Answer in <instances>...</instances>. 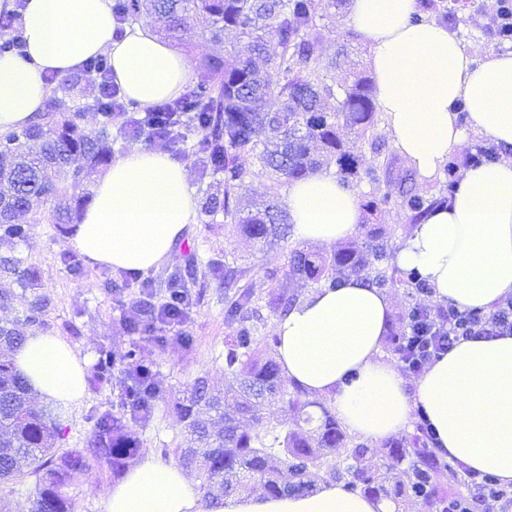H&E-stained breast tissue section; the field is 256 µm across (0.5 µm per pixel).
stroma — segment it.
<instances>
[{"mask_svg": "<svg viewBox=\"0 0 512 512\" xmlns=\"http://www.w3.org/2000/svg\"><path fill=\"white\" fill-rule=\"evenodd\" d=\"M444 3L456 5L457 10L447 27L468 50L483 55L512 49V44L500 42L491 35L496 0H444ZM343 41L351 47L349 61L329 70L326 77L335 91L334 96L325 100L326 107L331 110L336 107V94L342 93L349 81L350 69L364 71L368 68L369 47L348 26L343 14L324 20L321 38L315 45L316 57L328 61L334 55L337 43ZM96 96L97 87L91 78L70 88L53 85L50 94L58 111L82 113V124L89 130L96 129L99 123V115L91 106ZM345 139L362 167L377 165L388 170L378 181L364 179L353 186L352 191L359 202H366L375 195L395 197L406 187L425 197L438 194L440 179L423 180L412 176L408 160L393 146L386 121H378L368 137L358 138L349 133ZM177 160L185 166L196 195L207 193L223 197V174L203 170L191 142L181 143ZM239 162L246 171L241 192L243 198L257 202L271 197L282 199L286 182L271 177L255 155H242ZM20 221L32 225L30 237L17 244L0 242V252L19 253L26 264L36 268V291L50 301L48 318L53 335L68 341L90 366L94 365L99 349L105 347L118 353L136 342V335L130 333L128 327L142 320L144 303L155 306L163 303L168 278L183 272L190 255L203 259L196 279L184 282L189 298L185 338H178L175 332L160 326L156 333L166 337L164 347L149 345L145 348L164 397L156 403L148 421L130 427L145 454L164 463H174V448H187L192 444L174 409L175 401L186 397L199 379L207 382L211 392L224 390V338L232 333L233 327L224 319V278L211 272L205 264L206 259H223L231 263L238 272V286L251 289L257 300L259 335H273L277 315L266 304L267 294L273 282L283 278L289 252L298 243L294 227H287L283 240L262 247L239 236L223 215L208 217L200 214L169 260L155 270L135 275L93 266L85 260L79 268H72L69 258L75 250L68 235L60 233L52 224L47 209L24 214ZM146 280L151 281L152 286L145 291L141 284ZM125 383L124 375L116 373L111 381L88 385L81 404L62 414L65 430L59 442L60 450L87 447L93 415L105 411L119 414ZM116 482V476L105 463L94 461L89 468L72 474L65 493L74 505V512H103L104 499Z\"/></svg>", "mask_w": 512, "mask_h": 512, "instance_id": "1", "label": "stroma"}]
</instances>
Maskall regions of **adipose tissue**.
Masks as SVG:
<instances>
[{
  "label": "adipose tissue",
  "mask_w": 512,
  "mask_h": 512,
  "mask_svg": "<svg viewBox=\"0 0 512 512\" xmlns=\"http://www.w3.org/2000/svg\"><path fill=\"white\" fill-rule=\"evenodd\" d=\"M19 10L25 56L0 55V132L38 118L50 93L45 77L67 75L107 55L112 79L143 107L178 97L191 82L190 60L150 26L117 34L111 0H0ZM417 0H350L348 23L370 49L377 105L394 147L432 178L466 128L512 147V51L476 61L461 40L433 20L414 21ZM468 126H461L459 110ZM284 205L301 240L333 244L356 231V196L322 172L293 182ZM196 215L185 168L159 150L113 160L96 183L70 243L91 265L148 272L168 260ZM416 269L435 300L490 311L512 294V158L464 172L448 205L415 226L395 255ZM391 301L351 277L315 291L275 326L285 378L328 397L349 433L382 440L425 413L442 451L472 471L512 486V335L460 341L407 390L382 358ZM15 365L40 399L63 406L86 393L78 352L58 336H29ZM383 503L342 484L278 498L242 497L212 512H382ZM104 512H200L184 470L145 457L108 493Z\"/></svg>",
  "instance_id": "adipose-tissue-1"
}]
</instances>
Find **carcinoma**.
I'll use <instances>...</instances> for the list:
<instances>
[{
	"label": "carcinoma",
	"instance_id": "cac0c4a2",
	"mask_svg": "<svg viewBox=\"0 0 512 512\" xmlns=\"http://www.w3.org/2000/svg\"><path fill=\"white\" fill-rule=\"evenodd\" d=\"M344 0H115L112 13L123 22L142 15L157 19L164 35L180 39L192 24L214 43L224 42L232 34L247 44V53L233 65H222L214 58L201 61L204 75L196 86L174 103L176 123L200 134L196 154L205 170L224 175V199L207 195L201 210L210 215L218 210L245 238L270 244L283 236L287 215L272 205L253 208L240 205L237 191L246 173L238 163L242 153L255 155L265 170L288 182L297 181L328 166L336 167L339 184L348 189L367 177L375 179V170L361 168L358 157L345 144L340 127L346 126L358 136L374 129L378 122L376 89L371 78L353 74L344 86L336 110L328 111L322 100L334 95L325 82V64L313 58V43L321 35V21L336 15ZM280 100L276 109L267 101ZM94 107L103 118L95 131H86L80 114L63 113L49 107L32 124L0 134V241L26 240L32 226L20 224L21 214L37 210L66 196L69 187L80 183L95 169L112 160V111L103 101ZM170 123L160 119L146 125H126L122 136L139 141L158 137ZM445 191L437 197L402 195L400 205L416 223L431 208L448 201L457 190L463 162L448 157ZM85 200L68 205L57 204L52 211L55 224L74 222ZM364 249L344 246L328 254L296 247L289 256L285 279L269 291L268 304L283 305L280 289L288 281L304 279L321 288L333 289L348 276H362L379 289L406 288L415 293L430 289L416 270H388L384 233L369 227ZM336 276H329V271ZM7 278L24 291L36 289L37 280L24 260L16 255H0V279ZM254 294L244 288L226 297L224 318L236 328L224 342V397L209 394L197 380L177 412L181 423L194 436L196 447L176 448L181 466L196 471L203 479L204 502L235 499L242 496H283L288 492L308 493L314 485L308 480L310 469L330 465L336 449L346 445V436L336 416L321 408L318 418L306 415L305 422L317 421L307 431L297 425L279 430L269 425L263 410L270 399L287 401L304 411L316 406L312 393L284 379L276 359L277 337L255 336L246 325ZM47 300L39 295L30 301L26 314L0 324V485L26 478L35 482L31 512H73L65 494L71 474L84 468L91 458L104 461L112 474L125 471L140 454V442L129 430L128 421L141 422L153 413L160 390L145 370L131 379L123 394L124 414L105 412L93 417L88 447L57 454L63 437L57 417L31 402L30 388L14 366V356L26 336L49 328ZM131 330L144 341L164 344L154 335V313ZM145 361L143 348L133 345L123 353L100 349L94 366L93 383L112 379L116 367L135 368ZM249 416L255 427L240 425ZM419 461H407V449L390 447L388 458L374 460L369 448L359 443L345 457L347 488L361 489L375 499L396 503L417 497L430 503L438 497L434 482L437 462L416 450ZM409 464L412 478L401 479L403 465Z\"/></svg>",
	"mask_w": 512,
	"mask_h": 512
}]
</instances>
